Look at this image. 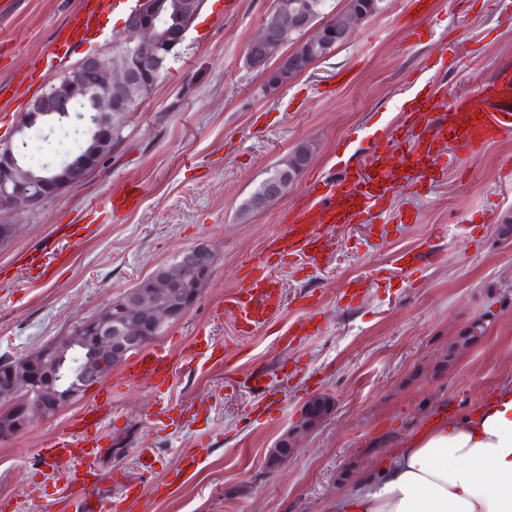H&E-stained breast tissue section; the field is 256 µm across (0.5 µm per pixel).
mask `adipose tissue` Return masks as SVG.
Returning a JSON list of instances; mask_svg holds the SVG:
<instances>
[{
  "label": "adipose tissue",
  "mask_w": 512,
  "mask_h": 512,
  "mask_svg": "<svg viewBox=\"0 0 512 512\" xmlns=\"http://www.w3.org/2000/svg\"><path fill=\"white\" fill-rule=\"evenodd\" d=\"M329 512H512V386L434 417Z\"/></svg>",
  "instance_id": "adipose-tissue-1"
}]
</instances>
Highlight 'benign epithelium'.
I'll list each match as a JSON object with an SVG mask.
<instances>
[{
	"label": "benign epithelium",
	"instance_id": "7a95c632",
	"mask_svg": "<svg viewBox=\"0 0 512 512\" xmlns=\"http://www.w3.org/2000/svg\"><path fill=\"white\" fill-rule=\"evenodd\" d=\"M163 3L140 0L122 26L124 63L112 67V59L88 54L67 69L60 82L47 87L29 105L28 114L15 133L25 132L40 117H71L70 106L85 102L96 115L82 158L54 167V174L36 180L28 176L13 151L14 142L0 141V207L36 211L68 189L80 185L111 156L112 111H126L136 105L130 94L135 85H148L145 69L155 70L172 59L183 42L190 23L200 13L199 0H176L174 25L157 36L156 17ZM368 18L362 9L344 14L338 21L326 15L313 22L306 5L299 0H273L258 32L246 49L247 65L255 56L276 61L268 74L286 71L303 74L347 42L356 26ZM294 48L281 52L296 35ZM213 257L206 246L179 254L167 275L153 279L146 290H134L119 306L106 305L91 320L94 334H84L80 326L58 341L10 360L0 368V441H7L50 420L64 405L76 400L87 385L103 381L105 366L121 364L128 353L152 341L147 329H158L185 314L198 300L201 288L213 273Z\"/></svg>",
	"mask_w": 512,
	"mask_h": 512
}]
</instances>
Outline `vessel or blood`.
I'll use <instances>...</instances> for the list:
<instances>
[{
  "label": "vessel or blood",
  "instance_id": "vessel-or-blood-1",
  "mask_svg": "<svg viewBox=\"0 0 512 512\" xmlns=\"http://www.w3.org/2000/svg\"><path fill=\"white\" fill-rule=\"evenodd\" d=\"M105 0H80L58 36L64 47L82 43L96 31ZM482 105L468 97L425 95L417 98L406 113L409 127L421 125L427 113L439 112L444 123L437 135L419 134L404 148L384 144L363 165L345 170L339 179L326 182L323 191L304 200L291 214L281 233L255 256L245 284L224 303V310L236 320L242 333H251L273 319L283 306V285L274 275L277 261H319L331 247V233L347 224H370L381 216L398 183L413 184L427 172L442 167L444 151H465L478 155L487 145L512 136V71L499 74L482 86ZM140 187L127 183L107 194L103 210L119 215L131 211L139 200ZM53 248L24 252L25 265L38 276L49 277L68 264L70 252L83 238L81 224L59 226ZM173 379L169 352L155 347L140 353L119 374L117 387H142L158 399L156 419L168 417L164 397ZM115 411L111 402H93L70 423L64 433L47 440L40 456L57 469L63 479L61 490L81 512H124L122 501L99 494L104 480L99 464L101 432L111 423Z\"/></svg>",
  "mask_w": 512,
  "mask_h": 512
}]
</instances>
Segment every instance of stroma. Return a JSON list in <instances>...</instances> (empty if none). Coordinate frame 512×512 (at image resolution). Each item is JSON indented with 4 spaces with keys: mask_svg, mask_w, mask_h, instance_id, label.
Listing matches in <instances>:
<instances>
[{
    "mask_svg": "<svg viewBox=\"0 0 512 512\" xmlns=\"http://www.w3.org/2000/svg\"><path fill=\"white\" fill-rule=\"evenodd\" d=\"M78 2L0 0V139L11 137L31 100L68 66L111 53L118 22L84 45L58 47ZM428 2L426 15L414 0H381L345 44L269 96L245 57L272 0H204L104 168L37 211L0 213V224L22 227L0 242V270L19 281L0 302L5 358L66 335L181 251L204 245L215 259L199 300L154 340L173 358L168 400L181 424L153 421L151 392L118 390L106 378L52 419L0 442L5 512H64L40 445L96 400H111L116 410L101 434L109 479L99 494H121L116 472L141 483L126 512H327L337 492L440 408L463 412L512 385V179L502 170L512 138L475 157L450 155L443 174L396 189L374 223L336 230L330 257L277 265L285 305L267 325L242 336L224 313L251 258L315 182L353 167L390 134L404 136L415 94L472 93L512 67V0ZM83 128L73 117L29 131L25 152L39 164L61 163ZM303 142L312 160L287 194L241 219L261 180ZM128 180L144 188L137 210L90 213ZM61 224L91 232L54 277L29 276L19 255L52 241ZM432 249L440 260L424 261ZM408 252L421 259L405 268L399 257ZM362 276L370 288L349 300L350 281ZM299 320L313 321L318 334L285 345L282 335ZM477 321L483 335L455 348ZM201 329L220 349L216 365L190 363ZM254 372L266 373L267 388L236 385ZM317 396L328 398V412L288 459L271 462V449ZM188 454L197 467L164 486Z\"/></svg>",
    "mask_w": 512,
    "mask_h": 512,
    "instance_id": "35a3bbf8",
    "label": "stroma"
}]
</instances>
